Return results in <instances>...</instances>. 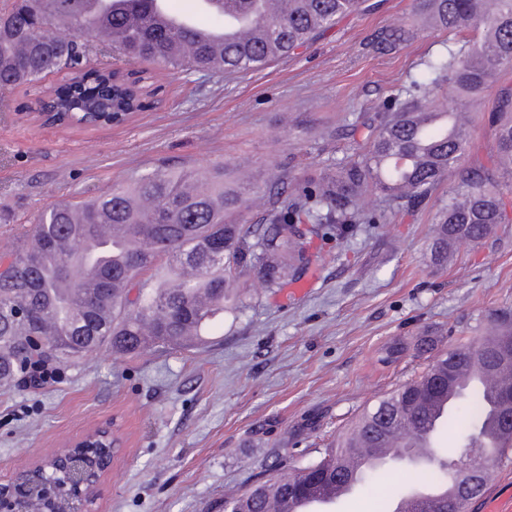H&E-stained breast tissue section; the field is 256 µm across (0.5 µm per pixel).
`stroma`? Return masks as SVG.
Here are the masks:
<instances>
[{
	"label": "stroma",
	"mask_w": 512,
	"mask_h": 512,
	"mask_svg": "<svg viewBox=\"0 0 512 512\" xmlns=\"http://www.w3.org/2000/svg\"><path fill=\"white\" fill-rule=\"evenodd\" d=\"M412 7L366 0L308 47L247 73L174 76L135 63L148 77V105L112 126H41L26 118L35 93L0 96V253L22 244L42 209L162 163L300 176L339 156L344 142L327 129L419 78L422 59L444 48L443 31L386 55L367 47L373 31L413 23ZM433 215L390 217L323 253L298 295L244 275L243 310L204 351L103 350L40 387L0 391V479L106 424L121 448L92 512H224L225 498L263 477L274 454L297 467L318 459L364 409L425 368L418 333L433 332L448 350L464 336L485 338L490 313L512 305V224L483 246L456 243L438 271ZM390 344L402 353L381 362ZM411 483L406 464H391L334 512H388Z\"/></svg>",
	"instance_id": "1"
}]
</instances>
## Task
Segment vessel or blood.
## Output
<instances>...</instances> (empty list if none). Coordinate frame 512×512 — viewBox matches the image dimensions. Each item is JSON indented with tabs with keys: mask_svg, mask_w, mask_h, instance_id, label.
<instances>
[{
	"mask_svg": "<svg viewBox=\"0 0 512 512\" xmlns=\"http://www.w3.org/2000/svg\"><path fill=\"white\" fill-rule=\"evenodd\" d=\"M156 17L160 23L172 28H195L197 35L213 44L219 45L225 36H234L242 32L246 24L241 20L229 22L226 27H194L190 17L171 11L165 0H160ZM488 373L481 365H473L463 371L433 405L424 430L412 432L411 438L418 448L420 459H427L429 451L437 443L439 427L453 409L459 397L466 391L484 386ZM397 451L393 448L356 449L351 455L341 459L339 468L342 477L324 490L290 502L289 512H330L333 505L342 498L354 493L359 485L362 472L370 465H382L394 459ZM460 491L456 478H449L443 485L413 489L395 499L391 507L393 512H418L419 508L441 501H454Z\"/></svg>",
	"mask_w": 512,
	"mask_h": 512,
	"instance_id": "b4317fda",
	"label": "vessel or blood"
}]
</instances>
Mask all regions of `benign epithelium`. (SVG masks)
I'll list each match as a JSON object with an SVG mask.
<instances>
[{
    "label": "benign epithelium",
    "instance_id": "benign-epithelium-1",
    "mask_svg": "<svg viewBox=\"0 0 512 512\" xmlns=\"http://www.w3.org/2000/svg\"><path fill=\"white\" fill-rule=\"evenodd\" d=\"M120 448L112 426L90 431L53 452L32 467L0 483V512H31L35 499L55 504L53 512H88L102 478L110 471ZM492 466L466 455L463 472L486 483Z\"/></svg>",
    "mask_w": 512,
    "mask_h": 512
}]
</instances>
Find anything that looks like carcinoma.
Masks as SVG:
<instances>
[{"label":"carcinoma","instance_id":"obj_1","mask_svg":"<svg viewBox=\"0 0 512 512\" xmlns=\"http://www.w3.org/2000/svg\"><path fill=\"white\" fill-rule=\"evenodd\" d=\"M157 0H16L0 22V94L18 87L46 93L42 80L68 71L56 90L55 109L85 123L92 114L122 121L144 108L142 79L129 80L107 61L79 66L80 40L118 51L125 62L153 61L175 72L233 75L257 70L306 46L365 0H221L224 18H250L240 37L220 50L190 29L157 26ZM421 28L393 23L369 35L367 46L386 54L407 45L420 29L470 33L462 43L422 62L413 79L379 105H361L336 130L349 149L300 178L270 173L263 183L249 171L230 180L224 170L158 167L128 188H109L78 203H59L33 219L29 244L0 260V387L40 369L76 365L103 348L123 354L188 349L204 342L211 325L240 310V276L252 272L271 285L297 283L327 243H348L362 224H385L395 212H412L448 183L431 222L429 249L435 266H448L457 241L479 243L499 224L512 223V89L497 92L493 149L472 151L469 113L499 75L512 68V0H416ZM458 102L437 101L442 84ZM384 206L365 210L361 199ZM256 213V220L245 218ZM495 329L478 342L436 352L425 335L417 350L433 357L426 371L399 385L336 435L319 458L303 467L283 466L269 479L224 502V512H273L280 497L299 499L336 479L337 459L357 433L389 438L425 424L431 404L452 375L474 362L496 364L512 339V307L493 314ZM512 383L495 393L477 388L448 414L457 442L480 448V427L491 414L509 416ZM420 472L419 485L445 481L439 460L425 465L396 457Z\"/></svg>","mask_w":512,"mask_h":512}]
</instances>
